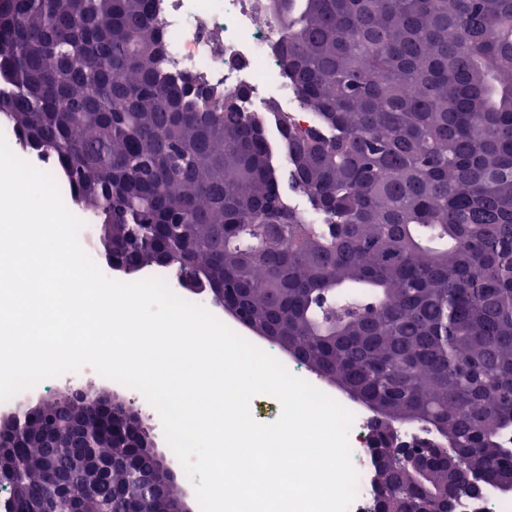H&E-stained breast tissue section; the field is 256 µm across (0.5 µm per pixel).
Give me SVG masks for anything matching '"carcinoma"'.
Segmentation results:
<instances>
[{"instance_id": "obj_1", "label": "carcinoma", "mask_w": 512, "mask_h": 512, "mask_svg": "<svg viewBox=\"0 0 512 512\" xmlns=\"http://www.w3.org/2000/svg\"><path fill=\"white\" fill-rule=\"evenodd\" d=\"M154 0H0V114L50 154L93 212L109 267L175 270L288 339L300 364L375 403L373 439L451 447L512 468V0H276L282 60L308 128L281 154L325 218L288 206L263 121L167 58ZM102 400L71 412L99 426ZM60 404L17 416L0 512H70L46 477L83 462ZM424 425L428 436L398 427ZM162 503L123 469L112 487ZM372 508L468 499L439 456L430 482L381 471Z\"/></svg>"}]
</instances>
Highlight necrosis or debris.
I'll return each instance as SVG.
<instances>
[{
    "label": "necrosis or debris",
    "instance_id": "necrosis-or-debris-1",
    "mask_svg": "<svg viewBox=\"0 0 512 512\" xmlns=\"http://www.w3.org/2000/svg\"><path fill=\"white\" fill-rule=\"evenodd\" d=\"M172 65L218 90L243 93L244 103L264 112L276 107L297 126L312 124L282 64L283 30L271 0H155ZM351 462L358 474L349 512H365L372 487L363 440L366 414L353 409Z\"/></svg>",
    "mask_w": 512,
    "mask_h": 512
}]
</instances>
